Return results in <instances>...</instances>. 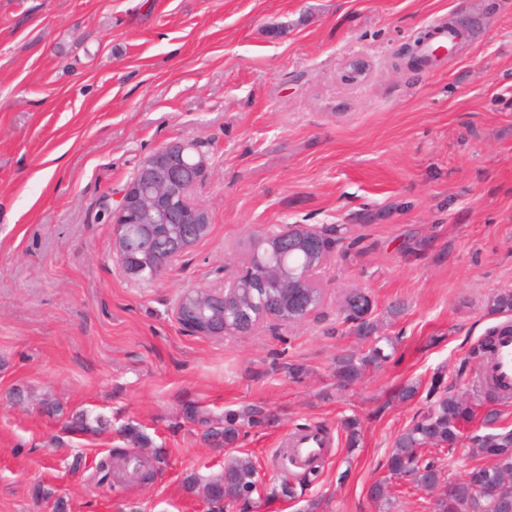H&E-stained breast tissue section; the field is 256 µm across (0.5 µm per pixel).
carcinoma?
<instances>
[{
  "label": "carcinoma",
  "instance_id": "carcinoma-1",
  "mask_svg": "<svg viewBox=\"0 0 512 512\" xmlns=\"http://www.w3.org/2000/svg\"><path fill=\"white\" fill-rule=\"evenodd\" d=\"M267 294L260 286L239 300L238 305L229 312L230 321L249 320L255 322L263 313ZM365 298L351 293L345 300V320L356 322L360 337L367 339L373 333L372 323L356 315L363 309L361 302ZM512 312V295L502 294L494 297L488 305L490 314H508ZM384 358L383 348L374 346L370 353L358 356L348 353L336 361V378L342 382H356L362 376L365 367ZM473 416L472 403L451 391L440 393L430 401L427 408L416 416L412 423L397 437L395 447L388 455L385 466L392 477L408 476L417 488L432 492L445 483L443 468L432 456H426L431 448L453 447L458 438L459 424ZM268 421V415L260 408H251L243 413H229L224 417L221 429L207 426L204 437L213 442L233 443L239 434V428L248 424L259 426ZM477 450L492 459L486 467H474L460 484L491 485L496 490V501L465 489L454 496L435 498L434 512H497L496 503L512 502V432L497 433L492 440L486 436L474 437ZM259 490V480L253 461L245 456L231 458L224 463V475L208 482L203 488L209 512H224L225 505L246 502Z\"/></svg>",
  "mask_w": 512,
  "mask_h": 512
}]
</instances>
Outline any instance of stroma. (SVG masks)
Here are the masks:
<instances>
[{
	"label": "stroma",
	"instance_id": "stroma-1",
	"mask_svg": "<svg viewBox=\"0 0 512 512\" xmlns=\"http://www.w3.org/2000/svg\"><path fill=\"white\" fill-rule=\"evenodd\" d=\"M451 19L454 50L409 67L406 48ZM183 136L207 160L194 200L210 232L160 281H132L108 212ZM282 224L331 228L310 316L224 338L174 320L185 290L235 276L250 235ZM352 291L394 350L344 387L337 358L371 347L344 319ZM508 291L512 0H0V512H208L203 487L231 456L266 495L229 512H381L367 489L383 478L389 512H433L386 459L438 384L474 405L437 454L446 478L486 464L474 436L512 430V400L479 396L471 357L512 323L487 309ZM254 406L267 423L204 441L201 418ZM78 414L96 431L72 432ZM306 426L333 445L313 481L271 496L281 443ZM116 448L161 452L156 480L102 479Z\"/></svg>",
	"mask_w": 512,
	"mask_h": 512
}]
</instances>
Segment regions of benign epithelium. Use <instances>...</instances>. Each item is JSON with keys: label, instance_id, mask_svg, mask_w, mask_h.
<instances>
[{"label": "benign epithelium", "instance_id": "obj_1", "mask_svg": "<svg viewBox=\"0 0 512 512\" xmlns=\"http://www.w3.org/2000/svg\"><path fill=\"white\" fill-rule=\"evenodd\" d=\"M204 174L203 159L195 156L194 143L184 138L159 147L139 164L109 212L113 250L129 279H160L176 258L208 235L210 215L193 200ZM328 247L325 234L306 225L285 224L276 232L258 231L252 235L245 271L224 278L219 287L185 290L174 306V318L195 336L220 338L251 333L249 327L234 330L224 324H206L197 317V309L248 292L249 270L258 266L263 278L277 287L279 311L264 316L285 325L298 324L313 311L309 306L298 309L304 296L323 292L319 274ZM296 251L307 253L316 262L303 269L292 266L290 256Z\"/></svg>", "mask_w": 512, "mask_h": 512}]
</instances>
